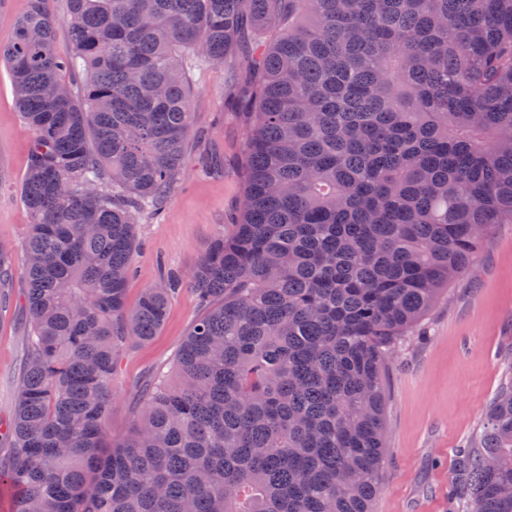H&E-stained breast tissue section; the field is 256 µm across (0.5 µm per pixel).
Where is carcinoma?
Masks as SVG:
<instances>
[{"instance_id":"carcinoma-1","label":"carcinoma","mask_w":512,"mask_h":512,"mask_svg":"<svg viewBox=\"0 0 512 512\" xmlns=\"http://www.w3.org/2000/svg\"><path fill=\"white\" fill-rule=\"evenodd\" d=\"M28 0L0 45L34 140L18 273L29 330L0 492L12 512H372L395 345L512 223V0ZM247 128L240 219L191 272L203 311L108 421L136 224L185 171L190 65ZM453 512H512V362ZM49 7L58 17L56 50L59 54H68L71 50L69 40L66 0H48Z\"/></svg>"}]
</instances>
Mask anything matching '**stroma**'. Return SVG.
Segmentation results:
<instances>
[{"label":"stroma","mask_w":512,"mask_h":512,"mask_svg":"<svg viewBox=\"0 0 512 512\" xmlns=\"http://www.w3.org/2000/svg\"><path fill=\"white\" fill-rule=\"evenodd\" d=\"M192 126L185 174L160 219L141 217L127 303L145 288L177 280L163 329L147 344L128 346L115 380L110 431L130 429L138 396L159 366L168 364L201 312L188 276L207 244L227 230L242 192L237 159L246 140L239 117L225 110L229 71L191 67ZM33 133L15 105L8 71L0 66V244L21 247L30 214L23 200ZM15 282L0 306V428L11 420L22 369L28 313ZM512 353V224L497 225L426 319L396 347L386 372L388 433L374 512H448L458 452L481 429L485 410Z\"/></svg>","instance_id":"stroma-1"}]
</instances>
